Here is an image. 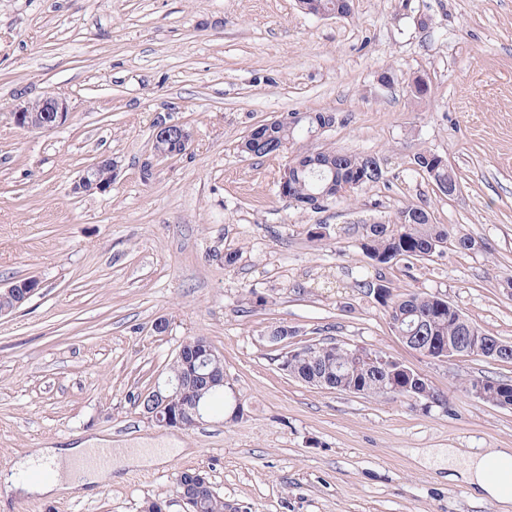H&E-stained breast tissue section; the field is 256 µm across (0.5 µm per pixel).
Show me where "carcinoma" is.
<instances>
[{
    "mask_svg": "<svg viewBox=\"0 0 512 512\" xmlns=\"http://www.w3.org/2000/svg\"><path fill=\"white\" fill-rule=\"evenodd\" d=\"M292 122L275 124L265 130L268 143L281 144L290 140L297 129L316 126L327 119L335 118L332 112H292ZM369 156L359 153L328 149L319 153L313 164L302 163L289 170L287 180L280 194L292 200L302 209L317 201L316 194L325 190L328 183L359 182V187L374 184L382 178V172L370 168ZM414 164L418 170L428 175L433 183L455 182L457 177L448 169V164L439 161V155L425 150L417 154ZM452 245L458 250H472L476 240L468 235H456L442 224L430 220V214L420 206H409L399 211L391 224L373 223L365 226L362 249L366 255L380 265H387L398 257L424 260L437 250ZM372 288L385 292L381 305L387 308L388 317L403 318L404 322L425 320L429 328L428 335L440 344H448L458 336L490 337L485 330L466 319L458 309L448 306V301L430 294L407 293L395 295L386 285L385 277L378 276V282ZM325 349L316 350L314 355L298 353L288 360V373L308 382L313 379H327L334 383V389L349 392L354 386L365 391V395H376L375 386L386 383L399 388L402 394H409L416 384L420 390L429 392V397H420L428 403L438 400L446 405L447 399L432 388L425 380L416 381L417 373L410 367L396 363L390 367L378 362L387 357L381 351L364 347L345 346L350 353H359L356 367H346L340 362L339 352L323 343ZM482 384L500 406L512 407V380L494 379L486 376H474L465 382L469 391ZM183 399L196 400L200 411L208 412L220 402H226L224 388L212 387L206 391L194 385L186 387ZM192 512H224V497L213 486H201L191 493Z\"/></svg>",
    "mask_w": 512,
    "mask_h": 512,
    "instance_id": "cac0c4a2",
    "label": "carcinoma"
}]
</instances>
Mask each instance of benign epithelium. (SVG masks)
Instances as JSON below:
<instances>
[{"label": "benign epithelium", "mask_w": 512, "mask_h": 512, "mask_svg": "<svg viewBox=\"0 0 512 512\" xmlns=\"http://www.w3.org/2000/svg\"><path fill=\"white\" fill-rule=\"evenodd\" d=\"M68 102L53 94H45L35 100H19L11 110L15 125L28 131L49 132L63 125L69 116ZM190 130L183 124L170 122L167 118L159 116L154 123L152 136L151 158L144 163V169L152 170L153 161L187 151L191 144ZM118 169V162L110 154L98 156L91 164L86 166L81 175L73 183L72 191L75 194L93 191L103 192L110 188ZM40 283L35 278L15 280L5 288L0 289V302L11 301L13 305H0V316L7 315L16 310L22 303L36 294ZM393 330L401 340L409 346L432 359L444 360L457 357L462 351H473L486 358H508L512 356V347L499 341H485L480 348L473 347V337L460 336L455 343L448 346H439L433 342L432 337L425 335L419 328H414L417 335L396 323ZM223 359L209 342H204L202 348L192 357L196 362L194 367L175 374L167 381V386L158 385L146 391L140 399L143 414L160 426L185 428L201 422L202 414L198 410L197 402H186L182 405H173L174 398L185 385L192 382L205 384H224V373L213 368L214 362Z\"/></svg>", "instance_id": "1"}]
</instances>
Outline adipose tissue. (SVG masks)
Here are the masks:
<instances>
[{
	"mask_svg": "<svg viewBox=\"0 0 512 512\" xmlns=\"http://www.w3.org/2000/svg\"><path fill=\"white\" fill-rule=\"evenodd\" d=\"M45 455L55 464V474L48 480H31L21 484L28 495L56 496L81 493L112 477V443L90 438L63 448L50 447ZM448 464L462 469L466 481L494 500L501 512H512V448H490L472 454L458 448L448 451Z\"/></svg>",
	"mask_w": 512,
	"mask_h": 512,
	"instance_id": "adipose-tissue-1",
	"label": "adipose tissue"
}]
</instances>
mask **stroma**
Wrapping results in <instances>:
<instances>
[{
	"label": "stroma",
	"mask_w": 512,
	"mask_h": 512,
	"mask_svg": "<svg viewBox=\"0 0 512 512\" xmlns=\"http://www.w3.org/2000/svg\"><path fill=\"white\" fill-rule=\"evenodd\" d=\"M351 5L323 18L297 0H0V285L40 282L0 317V512H140L155 497L185 512L175 478L187 468L208 476L224 512H500L449 468L448 451L512 448V409L463 387L472 375L512 379V364L410 349L367 285L382 274L393 293L443 297L512 343V0ZM46 93L67 99L66 124L18 128L12 105ZM318 111L336 115L318 139L242 153L256 125ZM160 114L192 141L147 177ZM326 148L374 156L383 177L298 209L279 193L283 169ZM423 150L447 161L457 195L417 172ZM102 152L119 163L111 188L73 193ZM410 205L476 248L379 267L361 248L364 227ZM277 326L299 343L384 352L448 405L300 382L267 338ZM189 336L223 355L238 419L180 429L142 415L138 395ZM96 436L179 445L161 463L116 460L88 494L7 491L17 460Z\"/></svg>",
	"instance_id": "1"
}]
</instances>
